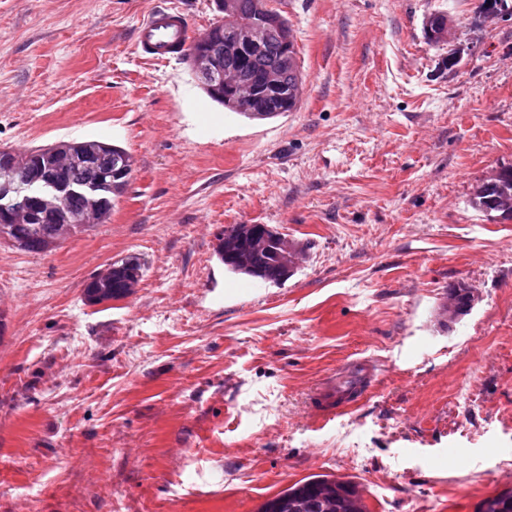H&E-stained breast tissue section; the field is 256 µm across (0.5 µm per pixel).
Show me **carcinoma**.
Returning <instances> with one entry per match:
<instances>
[{"label": "carcinoma", "instance_id": "1", "mask_svg": "<svg viewBox=\"0 0 512 512\" xmlns=\"http://www.w3.org/2000/svg\"><path fill=\"white\" fill-rule=\"evenodd\" d=\"M262 0H235L234 9L242 19L251 18L260 13ZM273 24L268 30V37L262 49L252 55L246 63L251 75L260 74L269 69L280 72L283 84L288 86V104L273 103L266 106L244 108L243 103L236 102L235 112L252 120H267L292 112L299 102L302 73L297 64L284 63V54L297 55V51H286L283 28L287 21L277 11H272ZM225 23L218 20L201 35L211 50L218 56L221 67L233 68L236 61L224 58V45L220 34L224 33ZM84 145L99 152L98 162L89 167L85 161L77 159L66 167L56 171L59 179L80 184L97 179L112 183V191L105 194L103 206L112 211L116 198L129 183L134 172V159L122 147L101 141H86ZM40 174L38 166L31 169L13 170L0 166V181L11 180L22 188L32 177ZM472 206L487 215L492 213L512 219V167L502 169L498 185L488 189L482 185L476 187L471 200ZM60 217L55 214L37 213L33 222L19 225L20 235L15 237L12 246L33 254H42L40 248L43 237L55 230ZM264 232L259 224H235L224 229L219 239L217 252L230 271L237 275L278 283L293 272L297 259L296 250L284 238L280 243L260 246L255 241L257 234ZM145 263L136 256L112 263V274L107 278L93 277L87 283L84 295L90 304H103L112 300L129 297L142 280ZM473 292L464 286L451 285L446 289L445 302L442 306L448 314V321L453 322L469 313ZM260 512H365L361 491L350 481L316 476L298 483L272 500L264 503ZM476 512H512V489L503 490L483 500Z\"/></svg>", "mask_w": 512, "mask_h": 512}]
</instances>
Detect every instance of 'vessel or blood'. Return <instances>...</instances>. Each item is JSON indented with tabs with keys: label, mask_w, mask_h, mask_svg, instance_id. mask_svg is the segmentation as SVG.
<instances>
[{
	"label": "vessel or blood",
	"mask_w": 512,
	"mask_h": 512,
	"mask_svg": "<svg viewBox=\"0 0 512 512\" xmlns=\"http://www.w3.org/2000/svg\"><path fill=\"white\" fill-rule=\"evenodd\" d=\"M188 42L187 28L181 12L158 8L146 14L136 28L135 47L146 60L165 62L180 55ZM359 389L354 377L340 375L321 388L316 406L322 414L351 405Z\"/></svg>",
	"instance_id": "b4317fda"
}]
</instances>
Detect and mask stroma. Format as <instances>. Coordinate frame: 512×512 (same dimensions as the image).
Returning <instances> with one entry per match:
<instances>
[{
	"instance_id": "obj_1",
	"label": "stroma",
	"mask_w": 512,
	"mask_h": 512,
	"mask_svg": "<svg viewBox=\"0 0 512 512\" xmlns=\"http://www.w3.org/2000/svg\"><path fill=\"white\" fill-rule=\"evenodd\" d=\"M292 29L296 111L251 120L135 31L216 0H0V147L98 140L136 159L109 223L46 254L0 241V512H258L313 475L367 512H475L512 488V221L471 205L512 165V17L483 0H269ZM450 12L453 45L427 40ZM304 260L227 270L225 227ZM139 257L135 292L90 278ZM472 310L440 314L449 283ZM370 361L354 404L317 414ZM112 274L108 278L92 277L84 295L90 304H103L129 297L142 280L145 263L136 256L112 263ZM358 389V382H355L353 376H345L341 373L336 380L321 388L315 398L316 407L326 415L336 409L349 406L354 402Z\"/></svg>"
}]
</instances>
